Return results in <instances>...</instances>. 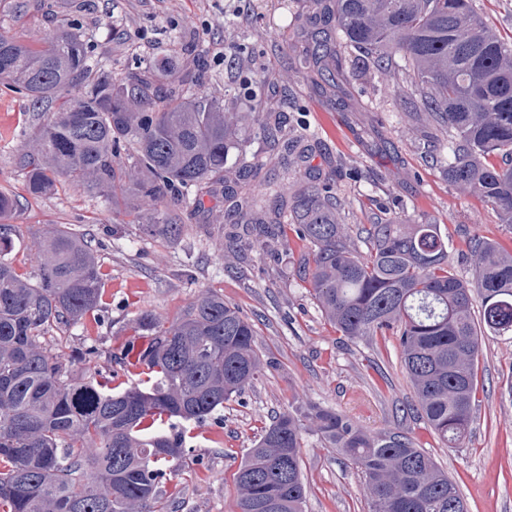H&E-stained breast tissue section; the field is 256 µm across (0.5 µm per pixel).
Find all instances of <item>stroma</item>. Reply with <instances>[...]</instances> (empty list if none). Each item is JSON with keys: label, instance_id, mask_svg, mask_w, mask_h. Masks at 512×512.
Returning a JSON list of instances; mask_svg holds the SVG:
<instances>
[{"label": "stroma", "instance_id": "35a3bbf8", "mask_svg": "<svg viewBox=\"0 0 512 512\" xmlns=\"http://www.w3.org/2000/svg\"><path fill=\"white\" fill-rule=\"evenodd\" d=\"M309 0H0V33L37 43L47 31L79 28L91 57L113 75L138 71L168 49L181 50L184 74L201 79L200 92L236 99L241 112H279L292 133L316 139L292 170L330 178L353 227L359 252L368 243L355 229L390 215L441 225L448 262L462 280L474 278L469 242L482 237L512 249V226L468 190L448 182L450 133L418 122L406 104L400 75L380 83L350 49L330 93L315 74L296 69L295 52ZM40 124L23 91L0 85V190L13 194L18 228L12 263L19 274L37 270L33 235L62 224L86 234L104 274L98 311L52 339L69 357L85 344L100 355L77 375L111 378L124 389L139 378L134 361L142 339L133 331L145 311L179 317L210 289L255 326L268 365L243 394L226 402L185 440V473L165 485L168 512H233V475L247 448L284 411L317 404L344 412L368 430H401L414 437L455 483L469 512H512V336L481 339L474 424L461 447L438 442L416 413L412 385L395 337L349 340L331 327L298 274L311 251L293 225L278 240L254 243L245 259L224 249L228 207L223 196L188 206L183 232L170 241L148 232L150 212L132 220L124 203L111 204L82 187L61 184L39 197L25 190L18 153ZM304 512H369L362 477L313 432L303 435Z\"/></svg>", "mask_w": 512, "mask_h": 512}]
</instances>
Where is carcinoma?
I'll list each match as a JSON object with an SVG mask.
<instances>
[{
    "instance_id": "cac0c4a2",
    "label": "carcinoma",
    "mask_w": 512,
    "mask_h": 512,
    "mask_svg": "<svg viewBox=\"0 0 512 512\" xmlns=\"http://www.w3.org/2000/svg\"><path fill=\"white\" fill-rule=\"evenodd\" d=\"M313 24L342 35L384 81L404 76L419 121L454 133L448 182L491 204L512 224V44L474 0H312ZM301 68L336 86L341 67L330 29L299 56ZM165 54L127 77L92 61L83 34L58 28L39 45L0 34V84L24 89L42 113L20 164L38 197L62 183L155 210L147 228L171 241L181 207L214 189L233 201L235 224L269 237L294 224L313 247L301 263L325 319L341 335L394 336L412 383L416 412L450 448L470 432L478 391L479 338L512 335V252L475 238L474 283L448 271V236L438 224L379 218L366 229L370 251L351 246L333 185L309 176L267 180L265 199L229 185L242 165L245 115L221 97L199 96ZM257 133L283 158L305 148L285 118L268 112ZM497 158L499 162L490 161ZM15 199L0 193V512H167L165 481L181 475L184 424H203L249 387L267 363L254 325L224 296L203 291L176 320L140 314L146 338L136 364L148 386L115 391L74 366L98 356L83 346L68 359L47 340L100 308L103 273L83 236L55 225L33 241L38 272L25 278L10 258ZM481 299L473 316V295ZM350 459L372 512H462L456 485L403 431L372 433L349 415L309 405L279 414L233 475L235 512H303V432Z\"/></svg>"
}]
</instances>
